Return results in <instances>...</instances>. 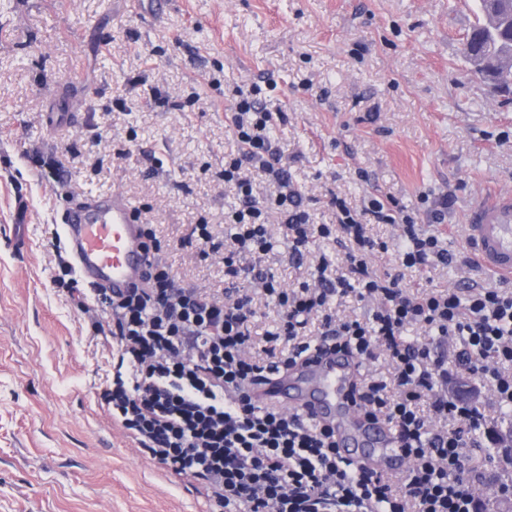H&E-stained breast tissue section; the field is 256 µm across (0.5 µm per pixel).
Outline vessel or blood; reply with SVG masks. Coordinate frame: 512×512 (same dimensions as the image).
<instances>
[{
    "instance_id": "obj_1",
    "label": "vessel or blood",
    "mask_w": 512,
    "mask_h": 512,
    "mask_svg": "<svg viewBox=\"0 0 512 512\" xmlns=\"http://www.w3.org/2000/svg\"><path fill=\"white\" fill-rule=\"evenodd\" d=\"M61 231L76 271L88 287L118 294L146 283L152 255L136 208L122 194L68 206ZM464 247L488 273L512 279L511 192H485L471 206ZM358 368L350 357L331 351L297 365L292 377L273 374L260 396L335 425L344 456L353 459L359 450H366L375 470L400 476L407 461L392 429L383 420L361 417L351 401V379Z\"/></svg>"
}]
</instances>
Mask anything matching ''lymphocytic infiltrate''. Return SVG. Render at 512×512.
<instances>
[{
	"instance_id": "obj_1",
	"label": "lymphocytic infiltrate",
	"mask_w": 512,
	"mask_h": 512,
	"mask_svg": "<svg viewBox=\"0 0 512 512\" xmlns=\"http://www.w3.org/2000/svg\"><path fill=\"white\" fill-rule=\"evenodd\" d=\"M260 93L255 85L234 91L221 178L236 188L239 205L224 217L227 237L214 242L205 224L190 232L223 252V298L182 285L156 238L145 287L119 298L76 284L67 290L73 306L91 314L94 334L112 340V378L101 396L113 421L162 468L204 489L212 512H479L465 451L478 445L474 432L492 433L493 422L485 407L449 394L448 360L477 376L493 405L512 406V289L407 286V273L456 260L436 229L447 200L433 209L431 230L378 197L358 210L332 197L335 223H315L270 135L283 113ZM258 176L274 188L261 200ZM271 211L286 228L291 264L317 257L310 278L288 288L265 265L274 248ZM372 224L399 226L396 248L371 237ZM324 239L342 249L341 262L318 254ZM387 252L388 268L377 271L373 258ZM350 294L372 305L370 317L336 313L334 299ZM264 306L277 322L260 334ZM413 325L426 341L406 339ZM328 340L360 363H388V376L367 378L358 396L367 415L392 427L409 460L403 475L342 457L330 426L258 398L266 376Z\"/></svg>"
}]
</instances>
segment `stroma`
<instances>
[{
	"label": "stroma",
	"mask_w": 512,
	"mask_h": 512,
	"mask_svg": "<svg viewBox=\"0 0 512 512\" xmlns=\"http://www.w3.org/2000/svg\"><path fill=\"white\" fill-rule=\"evenodd\" d=\"M476 21L472 0H170L159 18L128 0H0V512L209 510L100 396L112 347L62 287L66 198L124 194L183 283L222 294V254L188 235L203 219L224 239L225 115L255 82L284 111L274 136L318 222L334 223V194L395 197L425 225L444 197L459 251L474 196L512 190V93L461 52ZM468 455L486 512H512L501 449Z\"/></svg>",
	"instance_id": "stroma-1"
}]
</instances>
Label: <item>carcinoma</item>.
I'll use <instances>...</instances> for the list:
<instances>
[{
	"label": "carcinoma",
	"instance_id": "cac0c4a2",
	"mask_svg": "<svg viewBox=\"0 0 512 512\" xmlns=\"http://www.w3.org/2000/svg\"><path fill=\"white\" fill-rule=\"evenodd\" d=\"M478 21L463 41L462 55L473 75L492 82L512 81V65L501 55L512 52V0H475Z\"/></svg>",
	"mask_w": 512,
	"mask_h": 512
}]
</instances>
